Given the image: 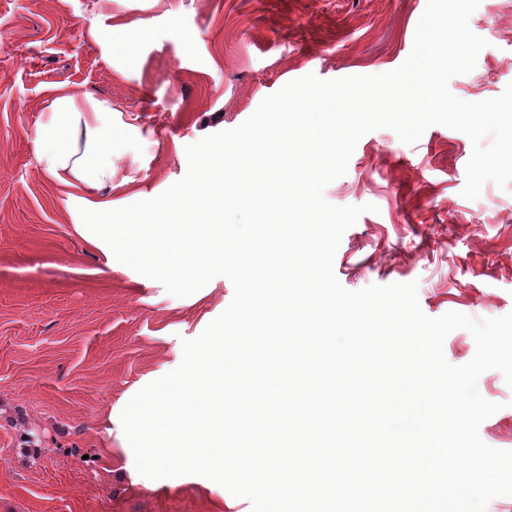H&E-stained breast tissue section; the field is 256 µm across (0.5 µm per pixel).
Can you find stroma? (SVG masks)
Segmentation results:
<instances>
[{"label": "stroma", "instance_id": "35a3bbf8", "mask_svg": "<svg viewBox=\"0 0 512 512\" xmlns=\"http://www.w3.org/2000/svg\"><path fill=\"white\" fill-rule=\"evenodd\" d=\"M427 0H114L152 29L138 63L110 61L87 35L95 0H0V512H227L217 483L131 484L129 442L106 422L173 371L182 342L230 304L213 278L187 297L120 262L73 224L61 189L40 169L35 130L57 86L109 99L150 142L127 203L152 199L187 172V145L238 127L288 82L377 75L412 51ZM487 40L456 97H498L512 83V0H480L469 19ZM467 135L428 127L412 145L389 129L365 134L324 197L370 205L343 235L334 273L351 291L417 282L422 312L473 319L512 312V186L466 199ZM480 395L500 409L487 445L512 449V387L484 372Z\"/></svg>", "mask_w": 512, "mask_h": 512}]
</instances>
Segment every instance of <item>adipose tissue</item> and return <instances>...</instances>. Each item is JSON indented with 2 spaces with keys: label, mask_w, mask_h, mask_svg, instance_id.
Here are the masks:
<instances>
[{
  "label": "adipose tissue",
  "mask_w": 512,
  "mask_h": 512,
  "mask_svg": "<svg viewBox=\"0 0 512 512\" xmlns=\"http://www.w3.org/2000/svg\"><path fill=\"white\" fill-rule=\"evenodd\" d=\"M150 27L149 19L117 16L106 28L90 24L87 33L105 45L108 55L130 57ZM120 113L111 101L61 85L35 131L38 164L63 190L74 223L105 247L112 244L113 197L134 185L144 168L134 157L130 174H117L116 163L123 157L117 144L124 132L140 141L145 138L135 123L118 128L115 120Z\"/></svg>",
  "instance_id": "adipose-tissue-1"
}]
</instances>
